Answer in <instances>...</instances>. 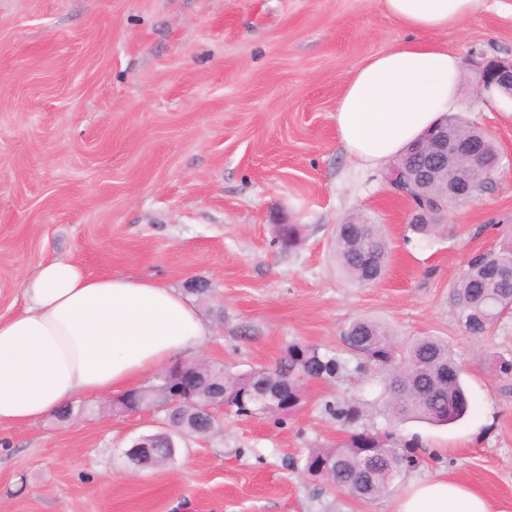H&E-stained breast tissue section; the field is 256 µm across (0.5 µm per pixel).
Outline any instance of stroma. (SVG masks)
Returning <instances> with one entry per match:
<instances>
[{
	"mask_svg": "<svg viewBox=\"0 0 512 512\" xmlns=\"http://www.w3.org/2000/svg\"><path fill=\"white\" fill-rule=\"evenodd\" d=\"M401 35L378 0H0V317L22 309L39 263L67 258L182 292L207 282L194 304L211 334L194 360L245 374L299 342L345 365L308 380L284 420L225 414L163 465L125 456L159 414L113 413L108 394L68 423L0 428V512H392L438 472L512 512V375L498 368L512 314L479 339L450 299L472 254L512 226V100L474 81L512 59V0L435 36L462 62L460 117L493 137L500 164L428 242L408 238L409 201L345 152L334 119L352 71ZM349 220L391 242L374 284L336 270L334 228ZM278 224L300 225L302 245L284 248ZM361 317L400 344L446 341L470 396L459 423L398 426L444 454L366 503L303 470L309 449L345 437L336 407L361 408L356 428L388 427L379 374L341 339Z\"/></svg>",
	"mask_w": 512,
	"mask_h": 512,
	"instance_id": "obj_1",
	"label": "stroma"
}]
</instances>
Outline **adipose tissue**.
<instances>
[{"mask_svg": "<svg viewBox=\"0 0 512 512\" xmlns=\"http://www.w3.org/2000/svg\"><path fill=\"white\" fill-rule=\"evenodd\" d=\"M404 33L365 58L336 103L346 151L380 167L460 107V58L431 40L475 16L483 0H379ZM23 309L0 318V427L23 426L79 395L122 393L200 349L208 325L179 291L148 277L93 275L69 259L20 284ZM393 512H494L466 485L439 474L411 483Z\"/></svg>", "mask_w": 512, "mask_h": 512, "instance_id": "obj_1", "label": "adipose tissue"}]
</instances>
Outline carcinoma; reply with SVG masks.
I'll return each mask as SVG.
<instances>
[{"instance_id": "obj_1", "label": "carcinoma", "mask_w": 512, "mask_h": 512, "mask_svg": "<svg viewBox=\"0 0 512 512\" xmlns=\"http://www.w3.org/2000/svg\"><path fill=\"white\" fill-rule=\"evenodd\" d=\"M497 159L498 152L492 143L486 146L482 160L477 163L462 156L449 157L441 164V173L429 192L428 201L444 200L448 185L461 179L471 178L476 183L486 184L498 169ZM394 165L408 171L424 168L419 155L411 153L409 147L396 158ZM439 228L438 224L407 225V230L421 241L434 237ZM275 232L278 241L290 249L301 242L297 224H277ZM335 241L336 263L348 280L369 284L384 275L391 247L381 225L338 224ZM510 261L512 240L497 250L473 255L451 292V302L461 323L476 338L485 336L504 315L512 313V273L492 279L494 272L508 267ZM343 341L365 362L386 372L384 413L389 422L447 425L467 413L470 400L462 384L459 365L447 343L423 336L401 351L393 342L391 329L370 318L353 321ZM184 367L198 375L199 399L219 402L224 396L230 397L235 403V412L252 415L264 413L260 403L247 395L252 382L265 375L288 377L295 386V401L288 408V412L293 413L301 406L304 382L313 377L331 378L341 371L342 363L316 347L293 343L272 370L256 369L234 377L218 363H186ZM166 391L165 381H158L137 391L135 402L138 407L147 408ZM163 422L168 426V435L177 440L205 436L215 425L213 417L193 404L173 408ZM409 448L410 445L398 440L390 431L352 429L335 447L311 450L305 457L303 470L309 471L313 461L325 462L330 467L325 479L351 497L369 501L387 492L402 470L415 466L416 459L409 455ZM170 459L168 440L162 437L157 440V448L135 464L145 466Z\"/></svg>"}]
</instances>
